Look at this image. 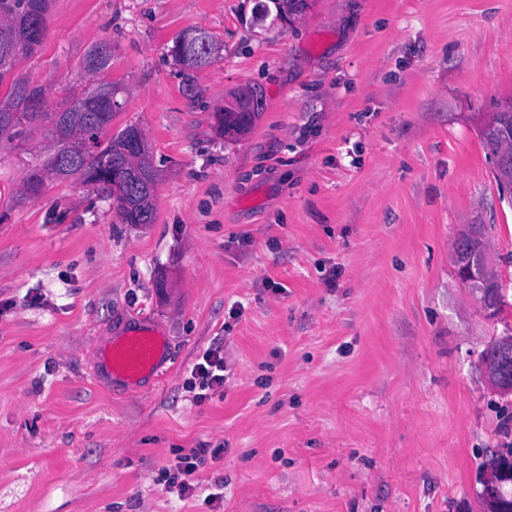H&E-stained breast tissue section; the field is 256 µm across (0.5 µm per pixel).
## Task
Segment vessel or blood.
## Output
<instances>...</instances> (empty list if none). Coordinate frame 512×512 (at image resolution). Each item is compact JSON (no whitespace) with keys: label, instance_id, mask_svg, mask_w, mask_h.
<instances>
[{"label":"vessel or blood","instance_id":"1","mask_svg":"<svg viewBox=\"0 0 512 512\" xmlns=\"http://www.w3.org/2000/svg\"><path fill=\"white\" fill-rule=\"evenodd\" d=\"M165 351V338L155 328L139 329L111 342L102 354L113 374L128 380L154 372Z\"/></svg>","mask_w":512,"mask_h":512}]
</instances>
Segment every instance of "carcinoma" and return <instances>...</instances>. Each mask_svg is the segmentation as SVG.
Wrapping results in <instances>:
<instances>
[{
    "label": "carcinoma",
    "mask_w": 512,
    "mask_h": 512,
    "mask_svg": "<svg viewBox=\"0 0 512 512\" xmlns=\"http://www.w3.org/2000/svg\"><path fill=\"white\" fill-rule=\"evenodd\" d=\"M37 10L44 13L43 23H48L50 0H11L9 10H0V56L8 54L18 65L35 54L42 41L30 38L28 26L31 14ZM202 35L204 43L190 55L185 50L189 33L185 32L175 38L171 55L183 67L201 69L209 65L216 56L220 49L219 44L209 33L204 31ZM111 56V46L101 43L88 52L83 61V68L90 74H96L108 66ZM8 79L11 83L4 102L13 105L17 117L10 121L0 116V137L3 139L20 137L33 124L49 116L52 123L51 133L55 139L52 152L31 173L26 180L25 189L33 188L37 192L40 191L44 178L56 169L57 159L67 152V138L78 134L83 127L90 125L95 129L99 140L98 156L85 167L81 165L74 167L70 171L71 176L81 177L86 182L94 183L101 173H109L112 176V183L117 186V191L112 193V197L117 203L121 220L128 222L130 210L133 209L141 212L143 223L154 222L155 205L147 201L149 193L140 190L132 182L134 160L125 155L131 126L128 125L111 136L107 135L112 115L122 108V103L118 100V96L123 93L121 85L107 82L93 83L73 99L68 107L49 114L45 112L46 99L42 88L30 85L19 76L11 78L9 74L0 71V85ZM103 93L112 96L114 99L112 105L96 106L87 111L77 107L80 100L97 99ZM215 116L216 129L226 138L232 131L242 127H252L259 113L220 110L215 113ZM481 136L489 153L512 154V105L495 113L492 120L483 127ZM466 237L471 240V250L467 264L458 266L457 275L465 287L480 294L482 310L489 313L491 318L499 317L505 312L508 302L502 292L498 276L487 268L483 234L475 230L467 233ZM491 466L494 468L497 481H512V448L509 449L507 457L503 455L491 458ZM488 497L489 512H512V498H507L494 488L490 489Z\"/></svg>",
    "instance_id": "carcinoma-1"
}]
</instances>
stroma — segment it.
I'll return each mask as SVG.
<instances>
[{"instance_id":"stroma-1","label":"stroma","mask_w":512,"mask_h":512,"mask_svg":"<svg viewBox=\"0 0 512 512\" xmlns=\"http://www.w3.org/2000/svg\"><path fill=\"white\" fill-rule=\"evenodd\" d=\"M215 36L198 70L169 49ZM108 43L93 75L83 60ZM47 109L123 85L156 219L94 183L30 198L50 122L0 141V512H487L512 393L480 354L512 335L456 275L471 224L512 302V192L481 139L512 104V0H53L16 70ZM264 109L221 137L225 97ZM161 377L97 384L95 346L139 323ZM220 346L223 389L189 368ZM201 451L193 495L165 489ZM112 49L108 43H101L92 48L83 61V68L90 74L104 70L111 59Z\"/></svg>"}]
</instances>
